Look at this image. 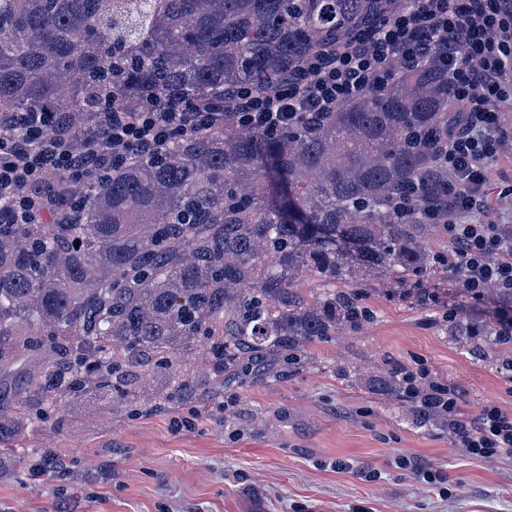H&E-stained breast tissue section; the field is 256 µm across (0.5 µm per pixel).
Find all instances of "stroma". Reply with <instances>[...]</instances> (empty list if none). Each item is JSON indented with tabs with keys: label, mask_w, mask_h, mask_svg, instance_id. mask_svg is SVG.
Segmentation results:
<instances>
[{
	"label": "stroma",
	"mask_w": 512,
	"mask_h": 512,
	"mask_svg": "<svg viewBox=\"0 0 512 512\" xmlns=\"http://www.w3.org/2000/svg\"><path fill=\"white\" fill-rule=\"evenodd\" d=\"M499 109L507 136L478 220L512 225V196L501 194L512 187V103ZM423 285L426 310L369 281L370 322L315 343L301 364L271 354L256 377L206 385L167 411L132 416L94 396L71 404L62 428L27 427L0 448V512H512V456L469 457L447 426L417 425L407 394L368 391L379 371H423L457 388L465 414L492 403L512 416V372L463 350L443 321L460 306L488 318L491 299L472 300L440 271ZM48 454L68 469L35 480ZM401 456L444 483L397 468Z\"/></svg>",
	"instance_id": "stroma-1"
}]
</instances>
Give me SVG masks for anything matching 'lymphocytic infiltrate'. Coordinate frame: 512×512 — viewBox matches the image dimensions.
Instances as JSON below:
<instances>
[{"mask_svg": "<svg viewBox=\"0 0 512 512\" xmlns=\"http://www.w3.org/2000/svg\"><path fill=\"white\" fill-rule=\"evenodd\" d=\"M432 59L448 77V94L461 120L436 152L453 174L439 220L454 247L448 267L460 286L512 289V244L496 225L471 224L485 208L487 164L498 152L501 116L497 102L512 100V0H392L382 21L330 51L309 56L291 82L273 91L244 86L233 116L246 129H274L310 112H331L363 92L380 88L396 66ZM212 112H189L171 103L139 112L111 107L83 149L58 136L46 113L0 115V224H40L55 217L56 203L38 181L54 171L72 182L88 171L118 164L129 152L160 147L177 133L213 125ZM22 125L24 138L12 129ZM432 390L465 451L476 458L512 455V417L486 404L476 419L464 416L455 387Z\"/></svg>", "mask_w": 512, "mask_h": 512, "instance_id": "1", "label": "lymphocytic infiltrate"}]
</instances>
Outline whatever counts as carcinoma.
I'll return each instance as SVG.
<instances>
[{
    "mask_svg": "<svg viewBox=\"0 0 512 512\" xmlns=\"http://www.w3.org/2000/svg\"><path fill=\"white\" fill-rule=\"evenodd\" d=\"M381 0H0V113L50 112L59 134L96 133L117 98L224 113V124L134 151L79 183L54 172L65 221L0 224V446L22 425L61 426L93 391L130 414L149 375L176 379L149 398L165 410L199 390L181 357L202 342L213 379H246L268 352L301 354L372 315L355 286L421 282L419 249L448 187L434 151L454 125L448 79L424 64L319 117L246 130L229 117L240 86L269 90L313 53L381 15ZM310 276L319 291L303 296ZM495 315L445 317L467 351L512 370V289ZM404 373L372 379L395 396ZM441 417L431 391L415 419Z\"/></svg>",
    "mask_w": 512,
    "mask_h": 512,
    "instance_id": "1",
    "label": "carcinoma"
}]
</instances>
